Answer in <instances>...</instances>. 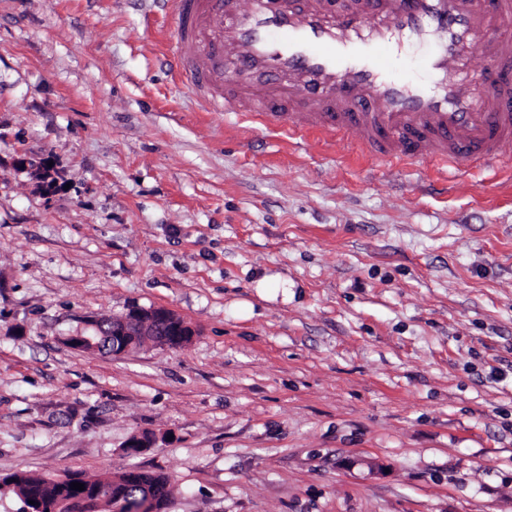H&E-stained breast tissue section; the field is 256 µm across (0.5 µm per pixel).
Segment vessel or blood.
Listing matches in <instances>:
<instances>
[{
	"mask_svg": "<svg viewBox=\"0 0 512 512\" xmlns=\"http://www.w3.org/2000/svg\"><path fill=\"white\" fill-rule=\"evenodd\" d=\"M175 20L171 69L200 106L291 140L350 142L381 163L446 178L512 161V0H162ZM428 46L430 83L395 59Z\"/></svg>",
	"mask_w": 512,
	"mask_h": 512,
	"instance_id": "1",
	"label": "vessel or blood"
}]
</instances>
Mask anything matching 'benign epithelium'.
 Returning <instances> with one entry per match:
<instances>
[{
    "label": "benign epithelium",
    "mask_w": 512,
    "mask_h": 512,
    "mask_svg": "<svg viewBox=\"0 0 512 512\" xmlns=\"http://www.w3.org/2000/svg\"><path fill=\"white\" fill-rule=\"evenodd\" d=\"M33 177L42 187L55 181L53 170L44 163L25 162ZM112 337V353L129 350L140 341L156 345L179 347L195 336L194 328L181 316L166 308H132L127 313L114 316L106 323L92 324L89 331L75 336L79 348L98 349L105 337ZM156 497L149 493L127 505V512H155Z\"/></svg>",
    "instance_id": "1"
}]
</instances>
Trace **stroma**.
<instances>
[{"label": "stroma", "mask_w": 512, "mask_h": 512, "mask_svg": "<svg viewBox=\"0 0 512 512\" xmlns=\"http://www.w3.org/2000/svg\"><path fill=\"white\" fill-rule=\"evenodd\" d=\"M160 9L0 0V476L139 466L166 512H512V170L446 184L197 111ZM133 307L193 341L67 344Z\"/></svg>", "instance_id": "35a3bbf8"}]
</instances>
